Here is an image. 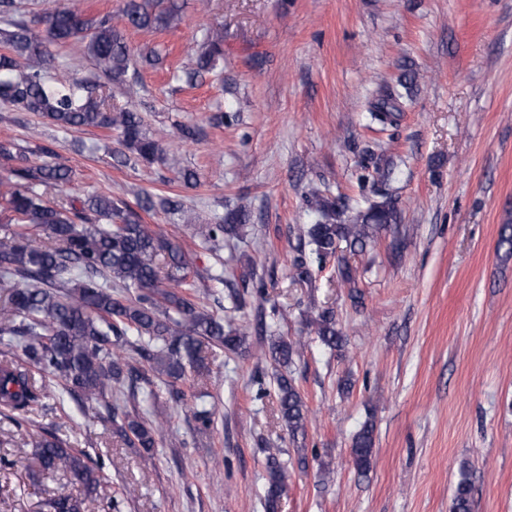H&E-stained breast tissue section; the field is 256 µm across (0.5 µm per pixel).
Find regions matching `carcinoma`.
Masks as SVG:
<instances>
[{"mask_svg": "<svg viewBox=\"0 0 512 512\" xmlns=\"http://www.w3.org/2000/svg\"><path fill=\"white\" fill-rule=\"evenodd\" d=\"M178 0H127L122 17L136 29H159L179 18ZM0 14L8 17L0 30V98L15 108L34 112L61 129L94 127L117 130L123 155L151 159L161 137L149 132L138 113L112 107L104 81L121 78L130 53L122 32L107 17L66 3H55L42 18L45 28L34 30L15 0H0ZM80 45L93 65L90 77L52 83L48 71L55 49ZM224 58V32L207 30L204 50L196 65L184 71L190 86ZM397 106L388 100L370 112L378 124L391 125ZM0 160L10 163L9 176L0 179V414L17 430L30 424L28 412L48 395L13 357L19 349L42 376L63 381V390L78 404H97L106 413L113 433L132 448L142 450L144 464L154 458L162 414L146 419L112 403V390L135 393L139 382L151 384L141 362L158 378L175 383L187 370L204 367V344L238 352L246 342L244 326L224 327V320L200 302L199 275L182 248L129 206L95 194L78 203L69 197L49 199V189L70 181L73 169L59 155L33 165L10 141H0ZM310 202L318 213L303 229L316 260L334 262L341 283L355 303L361 302L356 270L346 253L362 251L378 230L398 223L392 198L359 209L350 216L336 198L315 188ZM248 224L245 210L228 212L222 224H205L201 233L212 250L224 242L240 241ZM320 341L330 349L342 346L336 314L323 309L309 320ZM302 342L280 337L268 346L277 373L278 411L292 437L305 433L308 409L290 377V366ZM197 397L191 407L197 431H210L213 409ZM40 472H63L72 483L91 493L102 480V464L83 450L71 448L52 431L32 442ZM374 430L367 423L354 437L351 457L365 474L373 457ZM266 512H277L288 486L277 455L267 460ZM470 485L457 484L453 512H470ZM40 512H83L77 496L59 494L40 504Z\"/></svg>", "mask_w": 512, "mask_h": 512, "instance_id": "obj_1", "label": "carcinoma"}]
</instances>
